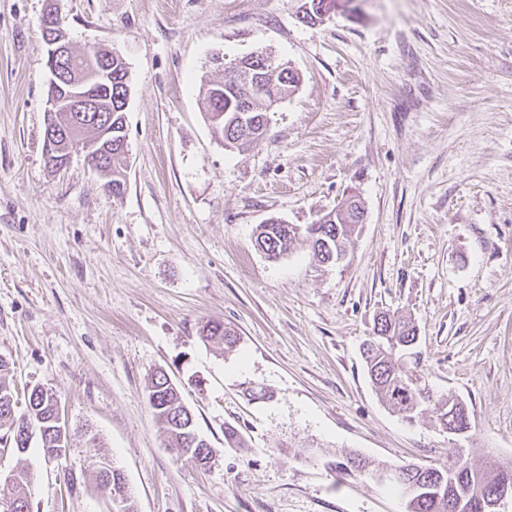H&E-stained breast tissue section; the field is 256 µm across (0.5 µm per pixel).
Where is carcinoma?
<instances>
[{
	"instance_id": "obj_1",
	"label": "carcinoma",
	"mask_w": 512,
	"mask_h": 512,
	"mask_svg": "<svg viewBox=\"0 0 512 512\" xmlns=\"http://www.w3.org/2000/svg\"><path fill=\"white\" fill-rule=\"evenodd\" d=\"M332 0H304L301 20L307 24L324 21L320 13L324 2ZM88 47L80 52L74 51L66 57L61 69L72 75L80 72L84 56L91 52ZM222 76L216 80H204L199 94L205 104V116L214 132L221 136L222 144L229 150L247 151L256 146L263 138L269 121L268 103L254 104L253 111H241V102L249 98V87L238 79L239 70L249 64L264 73L267 84L276 96L282 100L280 87L287 86L290 93L298 90L301 78L286 63L277 61L264 49L251 52L229 64L219 61ZM130 93L128 69L123 57L112 52V111L95 114L89 113L85 121V135L93 143L95 154L109 160V172L112 178L105 181V186L112 194L122 193L126 184L124 162L127 150L124 140L127 138L126 112L127 97ZM104 116L111 120L112 136L103 135V123L95 121V116ZM361 211L358 200L350 197L344 199L332 211H328L313 224L298 226L287 224L278 218H270L259 224L255 231V244L271 259H278L287 254L296 244L306 242L314 256L323 264H336L338 248L354 247L359 224L355 223L357 212ZM201 338L217 340L224 343V348L231 349L238 343L234 330L220 322H206L199 329ZM416 326L408 319L387 312L377 315L373 336L364 342L362 352L367 374L379 399L398 414H403V404L410 400L409 395L401 393V386L411 384V374L391 357L394 347L403 348V344L415 340ZM9 362L0 357V445L10 447L18 452L25 451L30 444L29 430L39 433L44 457L52 455L56 448L58 434L56 431L57 397L50 388L35 385L24 395V408H18V398L11 386ZM149 401L155 416L163 424L164 430L173 448L185 447L184 427L189 422L188 412L184 409L180 395L174 384L170 383L167 373L157 370L151 377ZM459 407L456 416L458 430L471 428L468 409L460 406L457 398L450 395L433 403L436 422L443 427L448 424V408ZM484 468L466 462L462 470L448 475L445 465L430 467L419 475L408 477L407 482L416 485L415 496L409 502L408 512H447L448 499L458 496L469 497L468 512H483L479 497L470 491L469 474L482 473ZM33 477L25 470L12 474V479L5 481L7 492L0 495V512H4L1 503L13 506L11 512H30L31 485ZM100 489L108 499L119 494L126 500L125 512H135L131 503V494L124 476L112 474L110 481H105L103 472H97Z\"/></svg>"
}]
</instances>
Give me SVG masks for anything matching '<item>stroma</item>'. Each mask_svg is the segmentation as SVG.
Returning a JSON list of instances; mask_svg holds the SVG:
<instances>
[{"mask_svg":"<svg viewBox=\"0 0 512 512\" xmlns=\"http://www.w3.org/2000/svg\"><path fill=\"white\" fill-rule=\"evenodd\" d=\"M302 3L59 0L73 47L128 67L116 196L83 157L46 168L47 0H0V355L70 426L61 460L0 450V483L31 470V512H109L96 454L137 512H406L375 470L512 460V0H358L316 26ZM260 48L302 82L255 148L229 152L198 87L213 54ZM352 192L348 261L256 249L257 225L313 223ZM382 311L417 325L406 362L430 397L466 404L465 436L378 400L360 346ZM206 320L237 346L202 341ZM159 369L210 468L169 447L148 399ZM353 456L371 475L345 472Z\"/></svg>","mask_w":512,"mask_h":512,"instance_id":"1","label":"stroma"}]
</instances>
